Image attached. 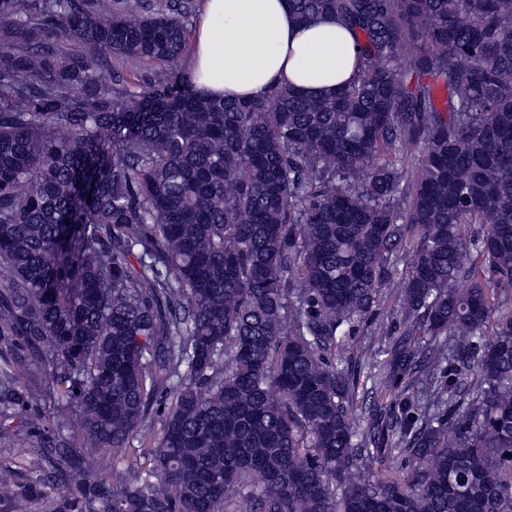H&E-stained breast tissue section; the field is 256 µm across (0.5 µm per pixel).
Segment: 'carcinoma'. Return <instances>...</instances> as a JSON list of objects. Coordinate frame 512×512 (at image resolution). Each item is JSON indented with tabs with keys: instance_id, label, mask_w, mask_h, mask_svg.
Listing matches in <instances>:
<instances>
[{
	"instance_id": "cac0c4a2",
	"label": "carcinoma",
	"mask_w": 512,
	"mask_h": 512,
	"mask_svg": "<svg viewBox=\"0 0 512 512\" xmlns=\"http://www.w3.org/2000/svg\"><path fill=\"white\" fill-rule=\"evenodd\" d=\"M288 2L357 39L331 97L180 86L188 0H0V444L21 425L47 464L0 461V499L512 512V0ZM114 56L166 68L132 91ZM404 277L405 265L400 263L398 264L395 275L396 282L392 290L383 295V301L376 307L372 318L360 324L357 328L356 336L351 341V351L354 352L357 361L359 358L369 355L370 350L374 347L371 344L372 337L374 336V332L378 331L380 327H386L389 332L393 333V336H399L402 331L399 323L400 316L396 315V309L398 304V289L402 287ZM124 450L107 449L98 455L91 456L89 466L93 471L111 473L113 468L117 470L126 469V461L132 458L131 450L128 451L124 460Z\"/></svg>"
}]
</instances>
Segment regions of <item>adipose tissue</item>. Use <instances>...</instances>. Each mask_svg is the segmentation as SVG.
I'll list each match as a JSON object with an SVG mask.
<instances>
[{"label": "adipose tissue", "instance_id": "1", "mask_svg": "<svg viewBox=\"0 0 512 512\" xmlns=\"http://www.w3.org/2000/svg\"><path fill=\"white\" fill-rule=\"evenodd\" d=\"M358 51L334 17L301 23L288 0H204L189 77L212 98L248 100L275 84L329 97L357 74Z\"/></svg>", "mask_w": 512, "mask_h": 512}]
</instances>
